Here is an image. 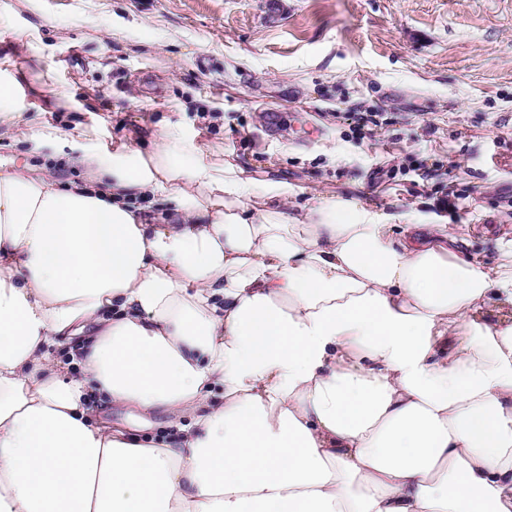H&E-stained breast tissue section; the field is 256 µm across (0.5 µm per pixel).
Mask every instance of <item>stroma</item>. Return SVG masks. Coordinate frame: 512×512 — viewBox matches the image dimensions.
<instances>
[{"mask_svg": "<svg viewBox=\"0 0 512 512\" xmlns=\"http://www.w3.org/2000/svg\"><path fill=\"white\" fill-rule=\"evenodd\" d=\"M1 82L6 168L66 185L173 125L286 213L338 195L488 269L512 247V0H0Z\"/></svg>", "mask_w": 512, "mask_h": 512, "instance_id": "35a3bbf8", "label": "stroma"}]
</instances>
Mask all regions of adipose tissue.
Here are the masks:
<instances>
[{"label":"adipose tissue","instance_id":"obj_1","mask_svg":"<svg viewBox=\"0 0 512 512\" xmlns=\"http://www.w3.org/2000/svg\"><path fill=\"white\" fill-rule=\"evenodd\" d=\"M195 153L171 127L65 187L0 169V512H512V320L482 319L512 249L490 272L444 224L289 215ZM98 418L113 426L123 429L140 431L142 434L158 435L168 430L166 428L167 417L161 414L148 417L145 421H134L129 417L128 410L115 404H103L98 402Z\"/></svg>","mask_w":512,"mask_h":512}]
</instances>
